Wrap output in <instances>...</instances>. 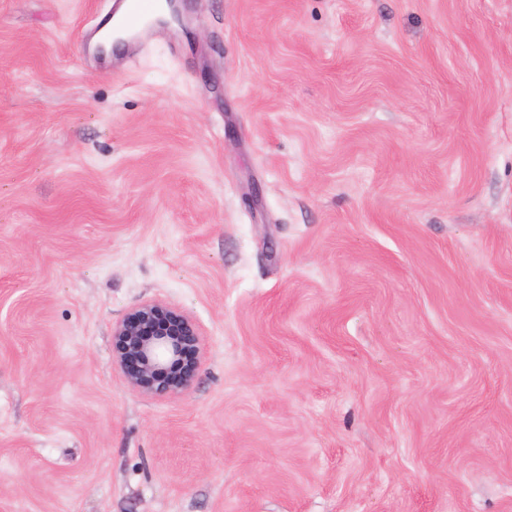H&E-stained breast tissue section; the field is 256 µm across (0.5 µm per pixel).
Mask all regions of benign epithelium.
<instances>
[{"mask_svg":"<svg viewBox=\"0 0 512 512\" xmlns=\"http://www.w3.org/2000/svg\"><path fill=\"white\" fill-rule=\"evenodd\" d=\"M114 359L125 383L152 396L181 394L203 353L196 321L174 305L153 301L112 325Z\"/></svg>","mask_w":512,"mask_h":512,"instance_id":"7a95c632","label":"benign epithelium"}]
</instances>
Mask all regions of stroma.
<instances>
[{
    "label": "stroma",
    "mask_w": 512,
    "mask_h": 512,
    "mask_svg": "<svg viewBox=\"0 0 512 512\" xmlns=\"http://www.w3.org/2000/svg\"><path fill=\"white\" fill-rule=\"evenodd\" d=\"M112 2L0 0V512H512V0ZM123 13V9L119 11L116 16L106 22L103 27L100 29V32L95 37V44L91 46V49L95 51V47L102 45L104 48L105 56H112V50H115V47L112 46L113 41L117 38L124 39L125 42L128 39L127 30L121 29L119 27L120 17ZM114 359L125 383L152 396L181 394L203 353L196 321L174 305L146 302L112 326Z\"/></svg>",
    "instance_id": "obj_1"
}]
</instances>
